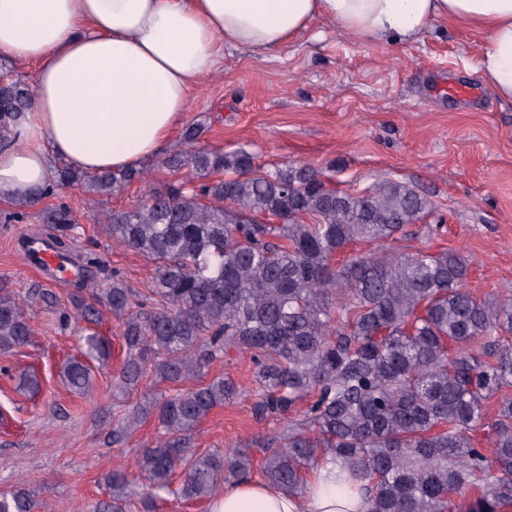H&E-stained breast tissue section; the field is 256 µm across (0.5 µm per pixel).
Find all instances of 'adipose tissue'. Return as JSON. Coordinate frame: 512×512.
I'll list each match as a JSON object with an SVG mask.
<instances>
[{
  "instance_id": "ef3b65f1",
  "label": "adipose tissue",
  "mask_w": 512,
  "mask_h": 512,
  "mask_svg": "<svg viewBox=\"0 0 512 512\" xmlns=\"http://www.w3.org/2000/svg\"><path fill=\"white\" fill-rule=\"evenodd\" d=\"M318 20L353 40L415 43L438 20L482 33V80L512 100V0H0V58L35 67L33 105L0 145V198L38 199L54 157L89 172L138 168L221 69L224 44L266 53ZM209 512H365V492H337L330 461L305 493L228 484Z\"/></svg>"
}]
</instances>
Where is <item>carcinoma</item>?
<instances>
[{"instance_id":"cac0c4a2","label":"carcinoma","mask_w":512,"mask_h":512,"mask_svg":"<svg viewBox=\"0 0 512 512\" xmlns=\"http://www.w3.org/2000/svg\"><path fill=\"white\" fill-rule=\"evenodd\" d=\"M32 101L24 75L0 84V142L11 138L18 113ZM203 128L182 132L186 150L167 160L186 175L129 209L104 210L95 221L116 243L153 265L151 302L117 276L105 288L91 262L60 315L68 329L98 321L106 310L122 318L124 363L115 389L126 393L156 375L177 389L118 418L112 443L123 442L155 415L159 436L141 449L140 472L150 488L184 500H209L224 484L252 477L243 450L196 453L197 427L213 409L241 394L216 377L190 388L186 380L231 350L248 351L258 386L254 408L265 416L290 413L311 395L305 416L264 451L262 476L303 493L309 478L333 458L371 491L366 512H501L512 505V302L475 297L466 287L468 259L454 250L332 257L351 245L396 239L433 203L415 189L386 181L356 193L327 186L307 164L266 170L246 150L196 147ZM142 170L88 174L63 162L43 197L80 186L110 196L141 180ZM274 217L278 223L263 222ZM59 248L74 238L73 211L64 203L39 214ZM53 303L47 289L22 296L0 278V354L27 346L33 330L25 304ZM457 345L454 354L448 347ZM84 357L104 362L109 344L83 335ZM68 386L86 394L92 370L74 360L63 370ZM497 400L492 457L474 441ZM129 474L114 470L110 509L152 512L153 493L130 498ZM462 507L451 497L466 493ZM20 485L0 492V512H34Z\"/></svg>"}]
</instances>
